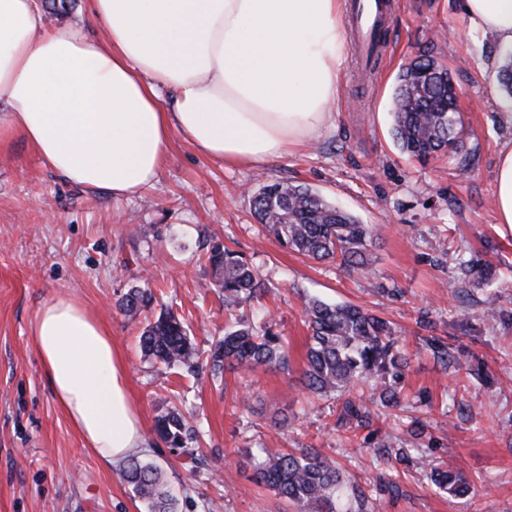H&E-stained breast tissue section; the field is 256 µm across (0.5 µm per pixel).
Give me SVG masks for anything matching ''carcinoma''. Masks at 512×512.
Instances as JSON below:
<instances>
[{
	"instance_id": "1",
	"label": "carcinoma",
	"mask_w": 512,
	"mask_h": 512,
	"mask_svg": "<svg viewBox=\"0 0 512 512\" xmlns=\"http://www.w3.org/2000/svg\"><path fill=\"white\" fill-rule=\"evenodd\" d=\"M498 74L502 90L512 96V52L504 54ZM457 91L448 67L430 53L401 66L393 94L392 136L400 150L423 162L436 154L459 158L467 166L464 122L457 109ZM258 221L284 248L313 260H338L351 273L369 271L373 231L353 215L327 202L301 184L265 183L253 195ZM214 287L224 303L236 305L262 290L258 273L239 253L214 242L208 251ZM458 268L464 278L480 284L496 279L493 265L479 259H462ZM153 300L148 288H132L119 303L131 321ZM310 346L304 371L314 393L347 395L343 415L358 423L367 417L366 400L394 407L399 403L398 385L408 366L399 350L396 330L388 320L349 304L332 305L320 300L304 302ZM144 355L167 366L200 367L199 355L183 318L173 310L162 311L140 336ZM288 362L281 338L264 323L240 321L224 332L209 351L206 365L219 374L226 369L253 370L283 367ZM155 433L167 447H186L190 434L177 410L160 415ZM418 465L430 471L440 491L464 497L471 484L460 470L440 468L420 458ZM124 482L147 502L150 512H176L175 499L158 468L136 455L121 469ZM253 479L273 489L298 512H369L370 496L351 481L336 462L314 448L267 455L253 464Z\"/></svg>"
}]
</instances>
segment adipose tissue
I'll list each match as a JSON object with an SVG mask.
<instances>
[{
    "label": "adipose tissue",
    "mask_w": 512,
    "mask_h": 512,
    "mask_svg": "<svg viewBox=\"0 0 512 512\" xmlns=\"http://www.w3.org/2000/svg\"><path fill=\"white\" fill-rule=\"evenodd\" d=\"M462 8L470 29L512 50V0ZM346 10L347 0H88L99 39L47 26L40 0H0V139L21 132L46 167L115 197L157 181L175 132L222 165L281 158L331 121ZM495 199L498 223L512 225V142L499 152ZM31 331L84 447L108 465L142 447L111 328L58 296Z\"/></svg>",
    "instance_id": "obj_1"
}]
</instances>
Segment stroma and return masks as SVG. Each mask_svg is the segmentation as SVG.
Instances as JSON below:
<instances>
[{
	"instance_id": "stroma-1",
	"label": "stroma",
	"mask_w": 512,
	"mask_h": 512,
	"mask_svg": "<svg viewBox=\"0 0 512 512\" xmlns=\"http://www.w3.org/2000/svg\"><path fill=\"white\" fill-rule=\"evenodd\" d=\"M385 56H350L330 125L294 154L257 167L215 163L172 136L156 183L130 197L72 184L45 167L21 133L0 141V512H147L120 476L72 429L42 375L30 324L39 308L74 295L112 330L146 442L176 512H294L253 479L251 455L316 448L371 492L373 512H512V228L494 211L498 151L512 141V98L489 69L501 49L473 32L459 0H393ZM432 49L451 70L472 162H419L391 135L400 65ZM302 184L373 225L371 272L297 255L253 214L263 183ZM242 253L263 291L225 307L211 284L210 241ZM493 263L492 286L463 280L449 250ZM134 287L154 299L137 321L116 302ZM352 303L392 321L409 359L398 408L372 406L368 422L339 427L342 400L305 386L303 297ZM497 315L487 318L488 302ZM182 316L200 353L239 319L271 317L288 347L283 369L190 373L146 359L144 326L163 308ZM457 361L441 366L432 345ZM179 409L199 427L187 453L154 432ZM427 426L412 444L406 426ZM403 450L380 462L383 441ZM462 470L468 496L440 492L418 458Z\"/></svg>"
}]
</instances>
